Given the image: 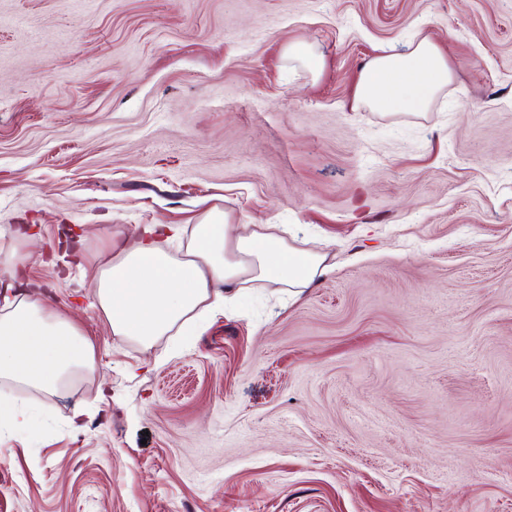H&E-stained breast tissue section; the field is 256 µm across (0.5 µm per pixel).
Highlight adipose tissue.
I'll list each match as a JSON object with an SVG mask.
<instances>
[{
    "instance_id": "adipose-tissue-1",
    "label": "adipose tissue",
    "mask_w": 512,
    "mask_h": 512,
    "mask_svg": "<svg viewBox=\"0 0 512 512\" xmlns=\"http://www.w3.org/2000/svg\"><path fill=\"white\" fill-rule=\"evenodd\" d=\"M452 76L447 57L422 36L370 59L356 97L382 111L425 112ZM176 234L170 225L149 224L136 242L113 236L112 255L93 286L114 335L146 346L163 336H186L190 325L223 310L237 292L272 282L298 297L330 270L325 252L291 243L289 226L261 224L235 234L218 209L195 224L180 256L165 248ZM26 265L14 250L0 260V433L30 420L12 386L67 396L70 374L89 369L94 358L93 342L67 316L17 290Z\"/></svg>"
}]
</instances>
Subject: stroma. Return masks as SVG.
Listing matches in <instances>:
<instances>
[{"mask_svg": "<svg viewBox=\"0 0 512 512\" xmlns=\"http://www.w3.org/2000/svg\"><path fill=\"white\" fill-rule=\"evenodd\" d=\"M419 33L430 109L360 104ZM211 207L332 271L185 346L113 335L110 237ZM0 227L95 343L0 435V512H512V0H0Z\"/></svg>", "mask_w": 512, "mask_h": 512, "instance_id": "1", "label": "stroma"}]
</instances>
